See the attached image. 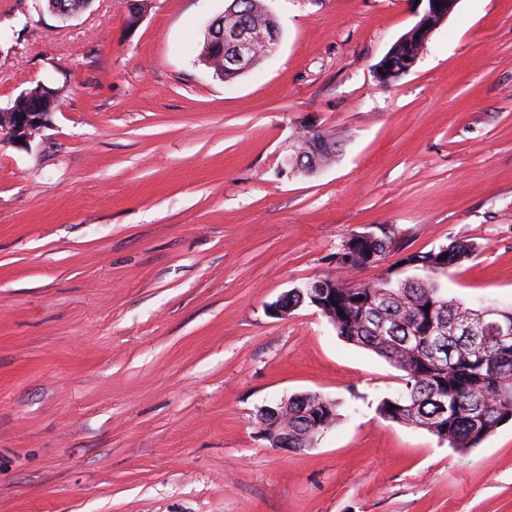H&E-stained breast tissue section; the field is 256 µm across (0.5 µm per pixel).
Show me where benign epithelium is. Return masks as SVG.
<instances>
[{
  "mask_svg": "<svg viewBox=\"0 0 512 512\" xmlns=\"http://www.w3.org/2000/svg\"><path fill=\"white\" fill-rule=\"evenodd\" d=\"M424 3L422 13L413 25L410 33L404 39L398 40L387 55L378 64L382 72L377 74L378 80L385 84L391 74L403 75L411 71L424 54L432 33L438 29L453 12L457 0H448V8L435 6L437 0H420ZM237 0H229L224 10V19L219 22L221 30L213 39L215 53L223 55L229 51V64L241 71H247L260 53L272 54L278 45L279 38L275 35L268 37L258 34L248 23L239 21L241 12ZM129 25L136 26L147 11L142 0H127ZM61 108V94L56 88L42 84L17 98L15 108L10 112L0 113V143L7 141L16 146L20 141L25 144L35 138L40 131L51 122L54 112ZM464 329L474 336L491 334L499 342L507 343L512 340V323L501 318V313L491 308L478 311L464 325ZM288 399H283L280 409L270 414V426L262 435L275 448L283 444L282 436L276 429L288 431Z\"/></svg>",
  "mask_w": 512,
  "mask_h": 512,
  "instance_id": "7a95c632",
  "label": "benign epithelium"
}]
</instances>
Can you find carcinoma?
<instances>
[{"label":"carcinoma","instance_id":"cac0c4a2","mask_svg":"<svg viewBox=\"0 0 512 512\" xmlns=\"http://www.w3.org/2000/svg\"><path fill=\"white\" fill-rule=\"evenodd\" d=\"M241 12L242 19L256 22L264 32L269 25L278 30L263 0H241ZM339 148V140L329 131L305 132L293 156L306 162L316 158L325 166L335 160ZM405 248L400 237H362L351 242L350 248L338 249L336 269L357 270L372 255L380 262L387 253ZM477 251L476 244L455 240L430 251L405 254L400 264L423 271L422 276L401 279L399 270L391 267L386 269V277L371 283H355L333 274L323 276L336 282L332 310L337 335L376 353L403 372L402 388L381 398L376 413L385 421L397 423L403 418L402 407L409 405L434 417L438 430L432 435H448V445L460 450L479 446L496 429L512 422V400L501 395L502 384L512 389V342L501 345L490 337L482 354H468V339L453 325L466 320L474 309L444 297L441 288L448 269L472 259ZM314 284L311 280L288 290V307L311 304L316 297ZM431 299L442 303L448 325L446 352L437 360L431 356V337L427 333L426 306ZM490 363L498 368L497 373L486 369ZM339 418L334 400L324 402L307 393L288 397V450L314 446Z\"/></svg>","mask_w":512,"mask_h":512}]
</instances>
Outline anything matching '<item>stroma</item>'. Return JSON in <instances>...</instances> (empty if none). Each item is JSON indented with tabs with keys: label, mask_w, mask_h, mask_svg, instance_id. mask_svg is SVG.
<instances>
[{
	"label": "stroma",
	"mask_w": 512,
	"mask_h": 512,
	"mask_svg": "<svg viewBox=\"0 0 512 512\" xmlns=\"http://www.w3.org/2000/svg\"><path fill=\"white\" fill-rule=\"evenodd\" d=\"M265 3L278 49L226 83L197 55L227 0L135 27L126 0H0V110L62 101L0 144V512H512L511 423L465 452L384 421L399 370L316 308L268 312L382 226L478 244L448 297L512 305V0H458L387 86L415 0ZM307 128L341 152L283 171ZM303 392L339 423L271 447L260 407ZM0 113V143L27 146L51 122L54 112L61 108V94L43 83L17 98V104ZM25 141V144L20 143Z\"/></svg>",
	"instance_id": "stroma-1"
}]
</instances>
